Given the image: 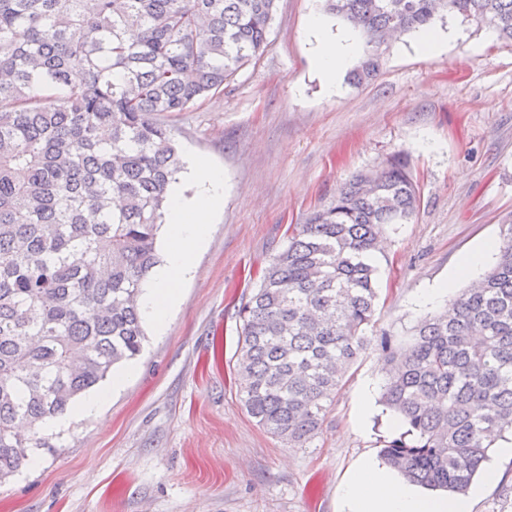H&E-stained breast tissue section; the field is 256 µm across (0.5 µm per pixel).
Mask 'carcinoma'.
Here are the masks:
<instances>
[{
    "instance_id": "carcinoma-1",
    "label": "carcinoma",
    "mask_w": 512,
    "mask_h": 512,
    "mask_svg": "<svg viewBox=\"0 0 512 512\" xmlns=\"http://www.w3.org/2000/svg\"><path fill=\"white\" fill-rule=\"evenodd\" d=\"M276 0H0V480L112 367L138 355L141 286L160 262L167 188L183 163L161 114L224 90L267 46ZM361 29L362 82L386 35L448 12L512 41V0H326ZM140 36L130 42L128 30ZM112 131L109 140L100 130ZM294 226L238 310L248 414L309 444L374 338L375 253L421 196L392 155ZM482 287L404 341L382 333V403L405 431L381 457L412 483L465 493L512 443V222Z\"/></svg>"
}]
</instances>
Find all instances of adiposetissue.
<instances>
[{"label":"adipose tissue","instance_id":"adipose-tissue-1","mask_svg":"<svg viewBox=\"0 0 512 512\" xmlns=\"http://www.w3.org/2000/svg\"><path fill=\"white\" fill-rule=\"evenodd\" d=\"M360 49L355 29L320 44L316 65L327 95L339 93V78ZM193 192H186V185ZM224 205V173L207 161L190 157L184 180L168 187V246L161 264L143 283L139 295L144 319L163 327L167 313L190 277L194 259L207 239L214 214ZM338 512H471L465 497L438 494L407 482L377 457H366L344 480Z\"/></svg>","mask_w":512,"mask_h":512}]
</instances>
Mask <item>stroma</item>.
<instances>
[{"instance_id":"stroma-1","label":"stroma","mask_w":512,"mask_h":512,"mask_svg":"<svg viewBox=\"0 0 512 512\" xmlns=\"http://www.w3.org/2000/svg\"><path fill=\"white\" fill-rule=\"evenodd\" d=\"M324 0H276L262 57L223 91L168 117L179 148L224 171L216 215L164 332L146 327L133 375L101 413L73 417L50 447L0 482V512H337L339 486L402 426L356 402L383 385L385 355L370 346L344 379L321 432L291 448L258 426L239 397L238 310L290 225L327 205L359 171L404 152L421 207L386 230L377 258L375 332L406 338L437 313L420 296L460 259L498 241L512 217V42L445 14L423 53L416 33L389 45L379 73L327 96L316 69L312 13ZM500 479L469 489L473 512H512V458Z\"/></svg>"}]
</instances>
